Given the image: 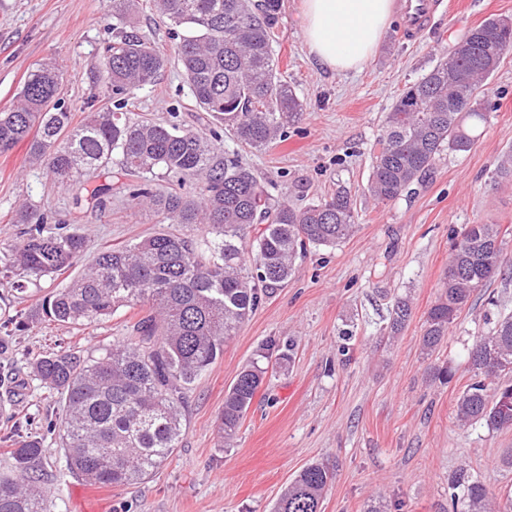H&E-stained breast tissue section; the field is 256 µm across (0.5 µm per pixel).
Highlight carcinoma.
<instances>
[{
	"label": "carcinoma",
	"mask_w": 512,
	"mask_h": 512,
	"mask_svg": "<svg viewBox=\"0 0 512 512\" xmlns=\"http://www.w3.org/2000/svg\"><path fill=\"white\" fill-rule=\"evenodd\" d=\"M137 0H112L116 19L105 48L102 78L111 102H88L82 122L72 125L60 97V69L46 63L21 87L17 102L0 109V153L27 143L29 161L54 179L104 207L112 184L93 183L99 170L117 166L126 178L127 204L148 207L171 224H206L212 236L159 233L99 251L83 271L57 287L27 314L0 317L10 333L23 318L84 325L122 307H142L133 336L89 356L71 346L29 358L34 379L62 396L56 426L68 471L100 485H133L153 475L180 447L188 391L224 353V342L261 301V283H283L309 246L334 247L356 230L351 192L297 207L275 203L240 155L224 154L211 138L174 121H133L125 112L133 92L152 84L166 54L126 31ZM155 13L178 40L177 58L194 103L250 151L281 138L304 105L279 76L273 42L280 0H151ZM512 48V21L492 18L469 30L460 48L406 88L386 113L380 150L366 192L378 203L397 200L422 181L444 151L467 153L488 120L484 91L504 53ZM166 175L165 190L154 182ZM199 184L190 196L188 180ZM13 223L15 241L0 249V275L31 281L52 279L80 261L86 237L41 206L25 202ZM252 243H247L251 231ZM443 288L427 312L421 344L431 353L448 334L472 293L501 265V227L468 224L454 233ZM411 308L393 304L390 332L399 333ZM471 382L456 402L455 419L512 429V316L502 318L468 354ZM264 369L243 368L224 396L218 434L231 441L262 384ZM9 435L17 478L0 477V512H44L40 485L43 448L32 434L35 418L12 415ZM335 470L322 462L303 467L273 512H322ZM448 512H512L485 484L460 469L448 484Z\"/></svg>",
	"instance_id": "obj_1"
}]
</instances>
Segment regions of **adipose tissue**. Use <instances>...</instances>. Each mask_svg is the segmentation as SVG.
I'll return each instance as SVG.
<instances>
[{
  "label": "adipose tissue",
  "instance_id": "1",
  "mask_svg": "<svg viewBox=\"0 0 512 512\" xmlns=\"http://www.w3.org/2000/svg\"><path fill=\"white\" fill-rule=\"evenodd\" d=\"M395 0H301L302 36L323 67L356 71L379 47Z\"/></svg>",
  "mask_w": 512,
  "mask_h": 512
}]
</instances>
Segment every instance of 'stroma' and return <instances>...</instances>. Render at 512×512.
I'll use <instances>...</instances> for the list:
<instances>
[{
  "label": "stroma",
  "instance_id": "1",
  "mask_svg": "<svg viewBox=\"0 0 512 512\" xmlns=\"http://www.w3.org/2000/svg\"><path fill=\"white\" fill-rule=\"evenodd\" d=\"M274 55L304 104L300 121L262 153L241 152L273 199L296 206L349 189L358 228L332 248H308L282 284L264 286L261 302L224 354L194 383L185 435L150 479L98 486L69 473L54 434L44 435L47 512H272L288 481L314 461L336 470L323 512H366L381 499L390 512H448V482L466 468L490 496L512 489V430L462 425L455 419L469 383L468 353L500 317L512 314V185L496 175L512 150V50L488 82L489 119L473 148L443 153L423 181L382 204L364 195L384 117L404 90L446 59L470 29L490 17H511L512 0H442L419 39L403 37L394 20L361 70L335 73L310 53L300 28V0H281ZM134 30L170 60L156 81L137 90L131 118L179 123L209 132L175 58L169 28L140 0ZM112 40L110 0H0V108L10 106L32 71L53 62L63 72L61 95L81 122L90 96L106 102L105 83H92ZM29 201L58 218L77 220L87 253L121 247L155 233L207 236L203 224L166 225L150 210L128 209L113 195L105 210L72 206V193L30 164L26 144L0 154V243L13 241L10 218ZM467 224H497L507 264L476 290L439 348L419 344L425 314L444 281L453 234ZM408 298L412 319L389 329L394 298ZM134 309L85 326L33 323L8 341L37 354L68 344L93 354L127 340ZM260 362L267 372L232 442L217 419L239 371ZM450 368L448 383L433 377Z\"/></svg>",
  "mask_w": 512,
  "mask_h": 512
}]
</instances>
